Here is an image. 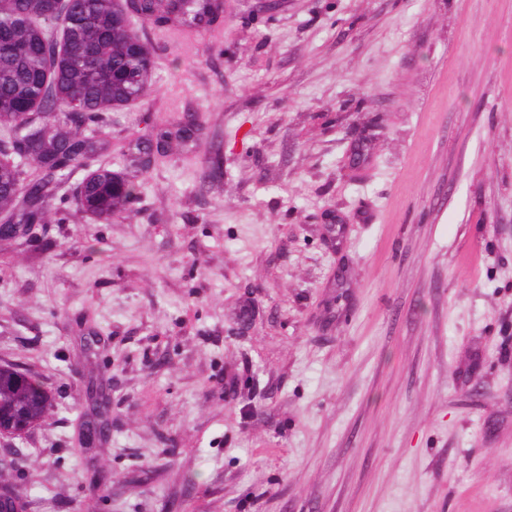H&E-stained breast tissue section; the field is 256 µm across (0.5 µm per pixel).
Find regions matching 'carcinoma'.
I'll return each instance as SVG.
<instances>
[{"label": "carcinoma", "mask_w": 512, "mask_h": 512, "mask_svg": "<svg viewBox=\"0 0 512 512\" xmlns=\"http://www.w3.org/2000/svg\"><path fill=\"white\" fill-rule=\"evenodd\" d=\"M139 13L163 28L218 17L213 0H143ZM154 64L121 0H70L63 16L58 0H0V129L12 135L11 147L0 149V211L10 222L22 229L48 223L65 200L60 186L78 170L88 171L77 188L84 212L109 220L136 199L133 179L94 166L100 146L85 130L140 100ZM179 125L191 136L204 131L197 113ZM169 135L160 128L137 143L134 164L146 169L143 156ZM22 156L42 175L22 178ZM49 406L35 377L0 366V417L23 411L28 431Z\"/></svg>", "instance_id": "cac0c4a2"}]
</instances>
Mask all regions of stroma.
Returning a JSON list of instances; mask_svg holds the SVG:
<instances>
[{
    "label": "stroma",
    "instance_id": "35a3bbf8",
    "mask_svg": "<svg viewBox=\"0 0 512 512\" xmlns=\"http://www.w3.org/2000/svg\"><path fill=\"white\" fill-rule=\"evenodd\" d=\"M140 34L135 175L0 240L29 512H512V0H226ZM203 116L136 172L148 118ZM210 178H202L203 170ZM99 392L104 434L82 441ZM50 406L49 398L39 381L32 375L12 366H0V417H9L23 411L26 427L20 434L33 428L44 417Z\"/></svg>",
    "mask_w": 512,
    "mask_h": 512
}]
</instances>
